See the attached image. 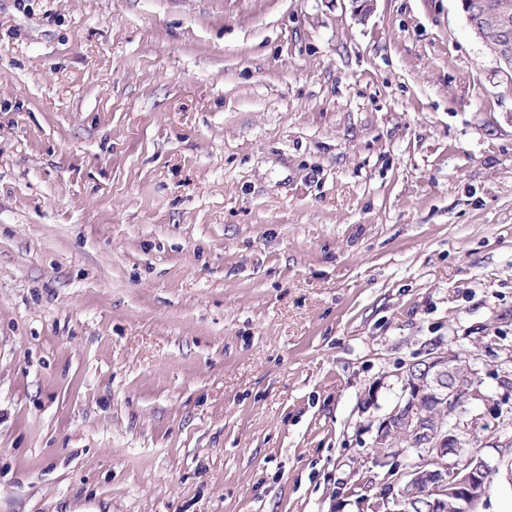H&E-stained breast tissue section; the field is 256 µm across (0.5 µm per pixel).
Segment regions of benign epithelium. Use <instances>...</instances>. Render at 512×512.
<instances>
[{
    "label": "benign epithelium",
    "mask_w": 512,
    "mask_h": 512,
    "mask_svg": "<svg viewBox=\"0 0 512 512\" xmlns=\"http://www.w3.org/2000/svg\"><path fill=\"white\" fill-rule=\"evenodd\" d=\"M500 43L498 59L506 67L512 66V19L504 15L503 25L495 32ZM451 359L444 352L429 354L421 360L419 370L401 373L402 398L404 402L395 405L381 421L378 428L379 441L386 442L405 433L410 444L418 450L419 461L409 470L401 473L398 480L425 489L430 497L428 512H447L448 500L456 504V512H470L472 502L485 493L490 475L497 471V465L484 458L468 466L471 455L469 426L476 419L461 424H445L442 411L450 415L463 412L464 397L460 386L448 383ZM433 396L435 404L427 412L431 421H439L432 430L421 426V418L415 415V405L420 397ZM374 512H411L410 502L394 495L378 498L372 505Z\"/></svg>",
    "instance_id": "benign-epithelium-1"
}]
</instances>
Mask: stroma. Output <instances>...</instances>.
<instances>
[{
    "mask_svg": "<svg viewBox=\"0 0 512 512\" xmlns=\"http://www.w3.org/2000/svg\"><path fill=\"white\" fill-rule=\"evenodd\" d=\"M440 350L512 462V72L460 0H0V512H361Z\"/></svg>",
    "mask_w": 512,
    "mask_h": 512,
    "instance_id": "obj_1",
    "label": "stroma"
}]
</instances>
